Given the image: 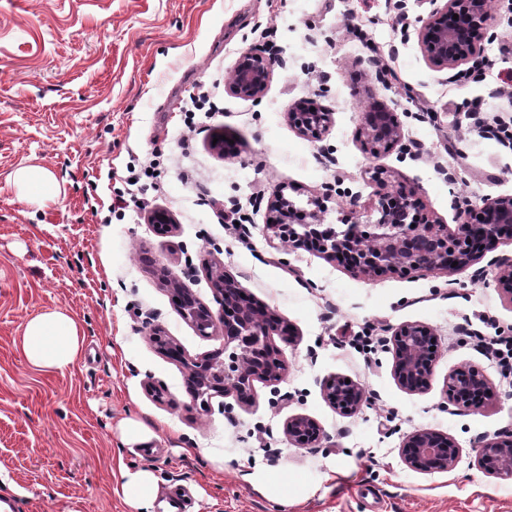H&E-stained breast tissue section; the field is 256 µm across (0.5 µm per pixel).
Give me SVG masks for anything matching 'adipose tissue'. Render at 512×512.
Listing matches in <instances>:
<instances>
[{"label": "adipose tissue", "mask_w": 512, "mask_h": 512, "mask_svg": "<svg viewBox=\"0 0 512 512\" xmlns=\"http://www.w3.org/2000/svg\"><path fill=\"white\" fill-rule=\"evenodd\" d=\"M19 346L31 367L62 371L80 358L84 334L68 312L55 309L40 313L25 324ZM121 476L119 493L132 512H153L159 497L157 477L148 470H125Z\"/></svg>", "instance_id": "obj_1"}]
</instances>
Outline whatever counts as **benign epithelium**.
Segmentation results:
<instances>
[{
  "label": "benign epithelium",
  "instance_id": "obj_1",
  "mask_svg": "<svg viewBox=\"0 0 512 512\" xmlns=\"http://www.w3.org/2000/svg\"><path fill=\"white\" fill-rule=\"evenodd\" d=\"M489 0H445L421 19L420 42L428 63L438 71H452L479 53L474 28L488 16ZM458 19H453V15ZM275 60L261 49L243 52L231 71L229 91L239 97L258 98L266 90ZM288 119L298 133L318 141L332 124V113L310 110L302 100L289 108ZM365 154L378 157L403 140L394 113L370 105L363 113L360 131ZM371 180L383 187L379 194L376 219L364 224L344 223L325 227V199L335 187L323 191L298 207L281 190L273 194L274 216L264 227L266 239L291 248L316 251L349 269L358 277L409 275L442 271L450 276L480 262L494 252L502 240H512V196L486 198L476 208L466 198L459 200L461 222L451 228L438 223L411 190H398L388 184L386 171L370 172ZM457 266H452V263ZM488 264L496 269L498 291L512 302V258L494 256ZM164 282L179 299L177 310L202 336L224 338L220 352L202 359L188 358L181 348L156 326L150 340L177 359L188 373L193 406L211 410L216 396H232L240 406L254 397V382L274 386L288 373V360L274 337H287L291 329L271 307L252 301L232 276L221 268L210 269L218 311L202 303L178 276L163 270ZM394 375L399 386L415 392L426 389L440 359L432 328L404 322L392 329ZM324 397L341 414L351 417L369 404L365 389L342 376H331L322 386ZM491 387L482 368L467 366L448 372L444 398L459 412L476 408L475 398L490 395ZM288 443L296 448H315L324 438L319 425L304 414L292 415L284 425ZM406 465L420 473L435 474L452 470L460 454L456 441L445 433L421 429L410 434L402 449ZM480 471L499 479H512V434L485 438L476 448Z\"/></svg>",
  "mask_w": 512,
  "mask_h": 512
}]
</instances>
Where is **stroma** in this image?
Instances as JSON below:
<instances>
[{
	"instance_id": "obj_1",
	"label": "stroma",
	"mask_w": 512,
	"mask_h": 512,
	"mask_svg": "<svg viewBox=\"0 0 512 512\" xmlns=\"http://www.w3.org/2000/svg\"><path fill=\"white\" fill-rule=\"evenodd\" d=\"M430 10L429 0H0V497L12 512H130L116 492L124 466L152 471L162 494L188 491L187 512H512V479L474 464L478 439L512 430V377L476 345L512 326L493 271L367 279L264 235L282 186L302 203L334 184L326 223L364 221L378 200L374 167L448 225L456 199L512 195V144L493 133L512 127V95L493 77L458 81L427 63L417 32ZM272 42L281 63L265 94H231L239 54ZM479 43L495 69L512 68V0H490ZM300 99L332 112L321 141L289 125ZM370 104L397 112L406 150L364 154ZM220 131L236 154L211 149ZM448 135L464 159L448 156ZM147 163L152 178L132 191L127 166ZM30 165L55 175V199L20 193L13 175ZM119 196L125 209L112 207ZM156 208L176 220L168 236L147 221ZM236 215L245 229L231 228ZM209 263L299 336L282 346L283 381L256 383L249 407L227 412L216 398L200 414L184 368L149 336L162 326L192 357L222 347L180 317L161 278L173 272L212 307ZM52 309L84 332L82 358L62 372L31 367L18 346L26 322ZM403 322L429 325L441 351L418 393L398 386L381 345ZM363 335L371 347L357 344ZM465 365L485 370L494 396L459 413L444 408L442 389ZM332 375L360 383L369 405L336 412L322 393ZM294 414L320 424L319 447L288 444ZM127 418L153 439L125 442ZM420 429L457 441L453 470L402 463L403 440Z\"/></svg>"
}]
</instances>
